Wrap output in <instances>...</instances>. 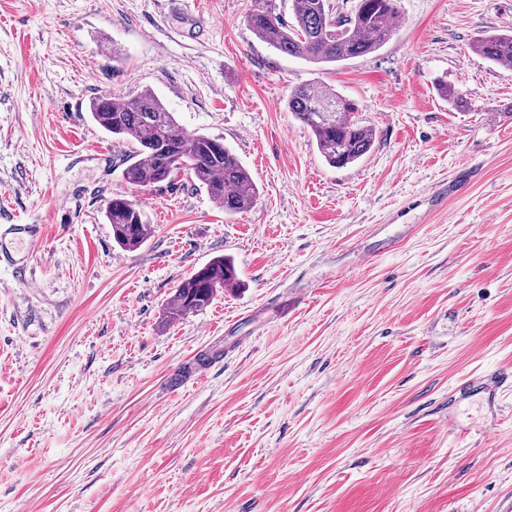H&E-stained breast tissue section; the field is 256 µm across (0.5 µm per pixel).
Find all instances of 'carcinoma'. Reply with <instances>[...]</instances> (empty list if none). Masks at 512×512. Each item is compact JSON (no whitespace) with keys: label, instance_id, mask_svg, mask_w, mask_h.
<instances>
[{"label":"carcinoma","instance_id":"carcinoma-1","mask_svg":"<svg viewBox=\"0 0 512 512\" xmlns=\"http://www.w3.org/2000/svg\"><path fill=\"white\" fill-rule=\"evenodd\" d=\"M289 4L290 22L275 0H264L249 10L245 22L270 47L314 64H336L378 51L393 35L391 20L399 14L397 0H357L350 13L335 7L333 0H289ZM471 49L494 65H512V30L487 33ZM440 93L456 110L470 109L465 94L448 83L440 85ZM287 110L311 131L331 167L359 161L374 145L375 130L356 117V103L331 88L299 86L288 95ZM88 111L99 127L131 146L135 161L123 170L127 183L144 189L183 172L196 179L228 216L244 213L256 203L258 190L250 172L222 139L186 134L150 89L126 97H95ZM105 219L114 241L125 249L139 248L152 230L140 205L122 197L108 203ZM237 286L233 260L217 257L180 282L166 318L200 312L219 290Z\"/></svg>","mask_w":512,"mask_h":512}]
</instances>
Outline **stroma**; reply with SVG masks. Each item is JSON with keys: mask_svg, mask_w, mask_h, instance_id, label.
Returning a JSON list of instances; mask_svg holds the SVG:
<instances>
[{"mask_svg": "<svg viewBox=\"0 0 512 512\" xmlns=\"http://www.w3.org/2000/svg\"><path fill=\"white\" fill-rule=\"evenodd\" d=\"M251 5L0 0V227L43 228L31 283L0 259V512H512V386L484 436L479 398L452 401L512 370V70L470 48L512 0H399L383 47L324 67L259 40ZM313 83L375 129L358 162L329 167L289 115ZM144 88L223 138L252 209L124 180L87 105ZM117 196L152 225L137 250ZM223 255L239 287L165 320ZM107 224L112 226L114 241L125 249H137L148 238L152 227L139 204L115 197L105 210Z\"/></svg>", "mask_w": 512, "mask_h": 512, "instance_id": "obj_1", "label": "stroma"}]
</instances>
